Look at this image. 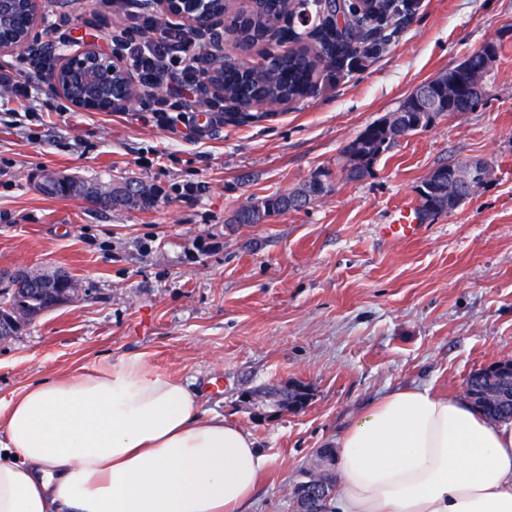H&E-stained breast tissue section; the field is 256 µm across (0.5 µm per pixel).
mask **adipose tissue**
<instances>
[{"instance_id":"1","label":"adipose tissue","mask_w":512,"mask_h":512,"mask_svg":"<svg viewBox=\"0 0 512 512\" xmlns=\"http://www.w3.org/2000/svg\"><path fill=\"white\" fill-rule=\"evenodd\" d=\"M328 512H512V424L417 388L345 429ZM270 458L129 355L0 394V512H242Z\"/></svg>"}]
</instances>
